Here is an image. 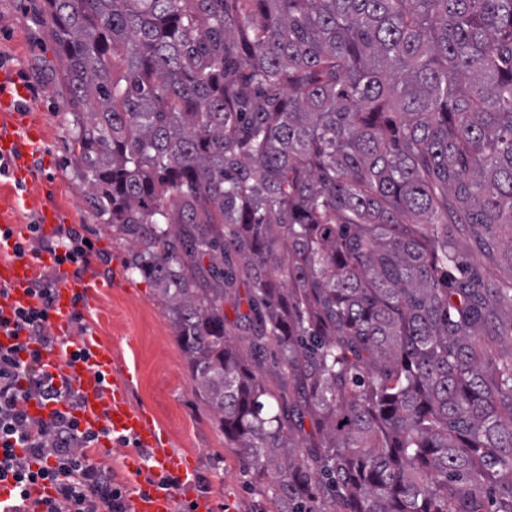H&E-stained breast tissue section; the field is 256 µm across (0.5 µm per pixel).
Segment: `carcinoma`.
Segmentation results:
<instances>
[{"label": "carcinoma", "mask_w": 512, "mask_h": 512, "mask_svg": "<svg viewBox=\"0 0 512 512\" xmlns=\"http://www.w3.org/2000/svg\"><path fill=\"white\" fill-rule=\"evenodd\" d=\"M45 3L82 194L276 512H512V284L461 254L512 264V0Z\"/></svg>", "instance_id": "obj_1"}]
</instances>
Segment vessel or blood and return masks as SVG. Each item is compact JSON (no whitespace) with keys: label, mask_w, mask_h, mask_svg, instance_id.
Wrapping results in <instances>:
<instances>
[{"label":"vessel or blood","mask_w":512,"mask_h":512,"mask_svg":"<svg viewBox=\"0 0 512 512\" xmlns=\"http://www.w3.org/2000/svg\"><path fill=\"white\" fill-rule=\"evenodd\" d=\"M29 91L7 70L0 69V157L10 159L17 153L38 155L42 152V137L28 122L21 119L20 110L28 100ZM31 267L24 262L0 261V285L10 288L8 298L0 299V314L11 315L14 308L27 305ZM91 284L79 278L67 280L56 291L53 326L57 334H68L76 297L88 295ZM81 347L85 357L69 368L74 388L79 392L76 414L82 426L99 429L109 427L113 435L132 439L137 447L150 451L146 470L150 483L141 487L132 499V512H176L177 500L190 506L189 512H215L213 500L195 491L197 473L180 457L157 446L155 428L144 410L134 407L128 398L129 380L115 374L112 355L94 336H84ZM180 480L179 493L160 487L169 475Z\"/></svg>","instance_id":"obj_1"}]
</instances>
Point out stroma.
<instances>
[{
    "mask_svg": "<svg viewBox=\"0 0 512 512\" xmlns=\"http://www.w3.org/2000/svg\"><path fill=\"white\" fill-rule=\"evenodd\" d=\"M0 67L30 85L26 116L44 140L43 154L28 161L34 178L27 186L0 177V198L28 199L9 211L15 229L37 223L42 207L57 210L61 225L83 226L95 245L84 272L93 286L82 309L84 323L111 351L116 373H131L132 405L153 416L163 448L188 457L198 475V491L214 501L217 512H269L265 493L225 442L213 408L196 394L155 287L130 273V243L95 215L80 190V167L71 152L72 115L61 86L64 60L43 0H0ZM98 449L115 481L128 495L137 494L142 480L128 469L136 447L104 440Z\"/></svg>",
    "mask_w": 512,
    "mask_h": 512,
    "instance_id": "obj_1",
    "label": "stroma"
}]
</instances>
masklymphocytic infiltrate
Instances as JSON below:
<instances>
[{"mask_svg":"<svg viewBox=\"0 0 512 512\" xmlns=\"http://www.w3.org/2000/svg\"><path fill=\"white\" fill-rule=\"evenodd\" d=\"M15 238L12 258L40 262L49 254L54 266L66 264L84 270L93 246L87 245L79 228L62 229L56 240L44 241L40 227L28 225L24 235L0 226V239ZM57 283L44 273L30 282L32 304L15 308L11 317H0V330L13 337L11 346L0 345V482L10 483L0 512H130L122 487L112 480V470L96 463L90 448L101 438L111 437L109 428L81 427L75 411L77 391L65 373L43 369L45 351L62 352V363L74 365L82 350L61 349L52 332L51 311ZM52 405L49 418L30 415L31 402ZM50 483L53 496L31 499L30 486Z\"/></svg>","mask_w":512,"mask_h":512,"instance_id":"f902f5d3","label":"lymphocytic infiltrate"}]
</instances>
